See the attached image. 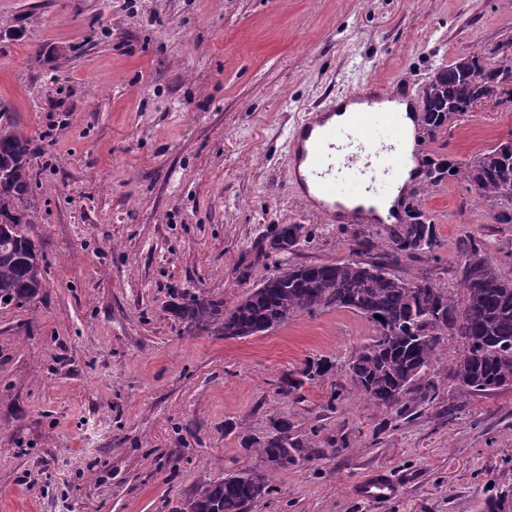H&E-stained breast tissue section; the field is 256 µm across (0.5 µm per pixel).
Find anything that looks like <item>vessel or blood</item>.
I'll list each match as a JSON object with an SVG mask.
<instances>
[{
	"instance_id": "b4317fda",
	"label": "vessel or blood",
	"mask_w": 512,
	"mask_h": 512,
	"mask_svg": "<svg viewBox=\"0 0 512 512\" xmlns=\"http://www.w3.org/2000/svg\"><path fill=\"white\" fill-rule=\"evenodd\" d=\"M418 107L413 85L369 82L307 108L289 135V166L302 196L329 223H366L368 204L388 201L417 171L407 120ZM395 491L379 475L360 494L383 499Z\"/></svg>"
}]
</instances>
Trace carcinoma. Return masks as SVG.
I'll list each match as a JSON object with an SVG mask.
<instances>
[{
	"mask_svg": "<svg viewBox=\"0 0 512 512\" xmlns=\"http://www.w3.org/2000/svg\"><path fill=\"white\" fill-rule=\"evenodd\" d=\"M512 103V63L491 67L479 55H460L434 72L420 97V125L429 134L450 126L458 115L481 102ZM506 141L487 149L465 166L464 176L477 194L512 207V151ZM35 148L18 127L15 113L0 104V308L23 305L44 294L46 264L42 248L31 237L35 216L27 207L37 174ZM456 174L446 160L427 162L423 189ZM302 227L278 229L272 248L294 253ZM354 258L347 261L285 263L246 291L233 306L224 300L190 295L169 312L186 327L226 338H242L277 329L300 313L346 308L375 323L376 334L347 365L351 389L378 408L397 416L408 410L409 394L434 401L438 394L435 363L455 320L448 290L435 279H404L390 270L401 255L432 253L439 247L435 225L411 206L408 223L395 224L388 250L380 253L364 232L352 239ZM463 280L468 289L466 319L469 356L454 371L455 385L472 394H487L512 382V278L502 276L470 241L462 252ZM326 360H308L281 378L279 394L304 391L332 369ZM259 463L246 465L194 487L173 512H246L273 491L271 476L311 458V440L293 433L285 416L269 419L266 435L247 442Z\"/></svg>",
	"mask_w": 512,
	"mask_h": 512,
	"instance_id": "obj_1",
	"label": "carcinoma"
}]
</instances>
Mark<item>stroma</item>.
Listing matches in <instances>:
<instances>
[{"label":"stroma","mask_w":512,"mask_h":512,"mask_svg":"<svg viewBox=\"0 0 512 512\" xmlns=\"http://www.w3.org/2000/svg\"><path fill=\"white\" fill-rule=\"evenodd\" d=\"M512 45V0H0V103L38 149L28 199L43 297L0 308V512H172L190 490L255 463L245 438L285 416L312 459L274 473L250 512H512V388L461 392L398 417L349 389L371 319L297 315L245 338L186 332L191 292L233 305L284 262L351 258L356 232L295 187L291 128L305 108L372 80L423 88L464 54ZM512 135V108H473L421 157L465 166ZM417 201L434 252L396 275L464 302L461 254L480 244L512 278V223L464 178ZM301 225L295 255L272 249ZM310 358L335 369L283 397ZM394 496L358 494L376 474Z\"/></svg>","instance_id":"stroma-1"}]
</instances>
